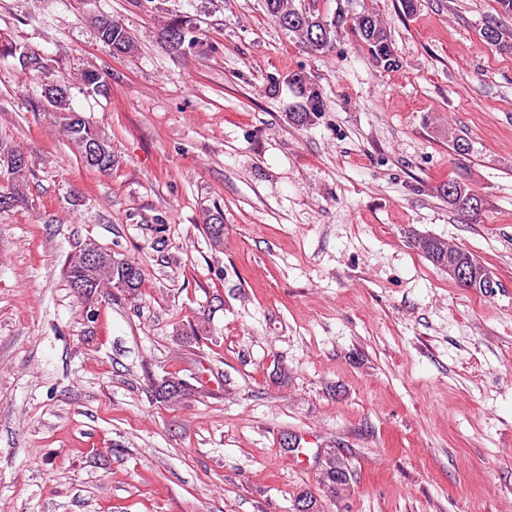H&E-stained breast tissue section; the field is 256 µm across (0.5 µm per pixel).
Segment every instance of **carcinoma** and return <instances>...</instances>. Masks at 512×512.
Here are the masks:
<instances>
[{
	"label": "carcinoma",
	"instance_id": "carcinoma-1",
	"mask_svg": "<svg viewBox=\"0 0 512 512\" xmlns=\"http://www.w3.org/2000/svg\"><path fill=\"white\" fill-rule=\"evenodd\" d=\"M267 15L288 35L296 38L297 42L311 53H327L335 49L336 42L343 34H352L365 46L372 63L379 65L385 71H393L401 66L400 60L379 63L378 45L390 42L387 29L379 17V13L368 7L358 11L354 8L357 0H336V10L333 15L320 17V13L312 12L306 7L294 5V0H263ZM98 38L106 47L116 48L125 55H131L137 50L132 36L119 22L112 17L100 14L93 17ZM160 39L168 51L178 55H188L199 52L202 41L198 36L196 19L189 15H176L169 19L160 29ZM7 54L18 57L22 71L43 72L48 60L35 52L26 54L8 44L0 45V55ZM302 71L291 70L282 78H271L270 87L284 83L292 91L295 102L288 112V120L298 126L311 122L312 118L326 109V99L319 86L310 78L300 77ZM80 81L89 92L101 93L105 84L101 75L93 70H86L80 76ZM45 110L51 112L56 122L66 134L76 150L77 156L90 171L109 173L115 166L116 158L112 151V142L102 135L88 119L80 122L72 121L75 109L71 103L69 85L59 81V86L44 90L41 93ZM23 154L19 148L0 142V169L8 175L7 185L0 186V196L9 198V208L13 209L26 204L24 195L28 181L30 165L16 167L13 159ZM439 193L448 199V205L455 211L465 215L470 220L478 219V214L468 210L469 203L476 199L467 185L456 179H450L439 186ZM415 247L436 266L448 271L453 280H458L452 264L475 262L478 269L485 266L470 252L460 247L448 244L444 239L425 235L415 239ZM96 276L100 285H116L131 280L126 291L134 295L141 288L144 271L140 265L125 259L120 263L112 262V253L100 251V261L93 270L88 269L84 262V254L75 253L66 266V278L69 287L81 282L86 276ZM197 389L179 375L177 371H168L153 382V393L156 401L168 404L174 400L185 399L196 393Z\"/></svg>",
	"mask_w": 512,
	"mask_h": 512
}]
</instances>
